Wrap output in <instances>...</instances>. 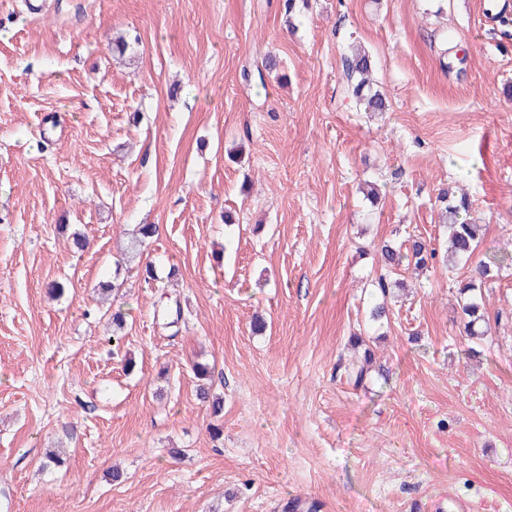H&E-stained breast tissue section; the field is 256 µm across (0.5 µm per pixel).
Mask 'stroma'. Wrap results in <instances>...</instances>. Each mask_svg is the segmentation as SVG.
I'll return each mask as SVG.
<instances>
[{
	"label": "stroma",
	"instance_id": "obj_1",
	"mask_svg": "<svg viewBox=\"0 0 512 512\" xmlns=\"http://www.w3.org/2000/svg\"><path fill=\"white\" fill-rule=\"evenodd\" d=\"M41 3L0 0V512H512V267L482 289L480 345L468 271L439 261L366 322L379 243H442L439 189L469 193L476 259L512 255V0L489 24L484 0ZM354 42L388 112L346 92ZM137 224L159 227L150 285L114 265ZM353 335L359 388L336 375ZM502 266L491 262L479 261L474 275L460 282L457 302L461 310V321L467 336H484L487 329L486 312L482 304V291L487 281L499 274ZM486 328V330H485Z\"/></svg>",
	"mask_w": 512,
	"mask_h": 512
}]
</instances>
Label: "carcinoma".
Returning <instances> with one entry per match:
<instances>
[{"instance_id": "cac0c4a2", "label": "carcinoma", "mask_w": 512, "mask_h": 512, "mask_svg": "<svg viewBox=\"0 0 512 512\" xmlns=\"http://www.w3.org/2000/svg\"><path fill=\"white\" fill-rule=\"evenodd\" d=\"M342 71L347 81L348 90L356 104L365 112L382 113L387 110V100L380 90L370 85L372 58L361 49H352L342 57ZM437 202L441 210V219L448 230V267L467 265L472 262L483 236V225L471 217L472 202L466 192L456 196L447 189L439 190ZM158 234L154 224H139L134 227L131 238L127 241L125 252L131 257L139 255L145 241ZM381 261L385 268L393 270L402 263L412 264L417 269L428 267L436 259V249L421 239H414L408 247H396L385 242L380 247ZM501 266L480 261L475 273L460 282L457 302L461 310L464 333L468 336H483L486 333L487 317L482 304V288L487 281L499 274ZM381 301L374 304L369 312V321L376 324L388 318L387 297L397 282L381 275L375 281ZM371 353L364 351L363 359L348 368V375L359 386L369 375ZM199 399L208 404L213 417L217 418L223 411V398L211 394L207 389H199Z\"/></svg>"}]
</instances>
